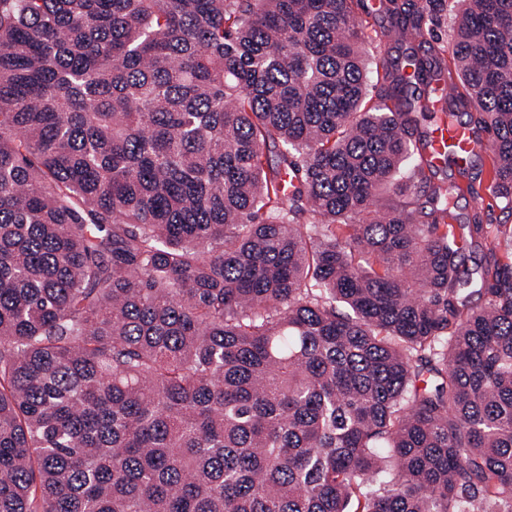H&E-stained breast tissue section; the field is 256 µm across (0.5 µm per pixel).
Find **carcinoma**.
<instances>
[{
	"instance_id": "cac0c4a2",
	"label": "carcinoma",
	"mask_w": 512,
	"mask_h": 512,
	"mask_svg": "<svg viewBox=\"0 0 512 512\" xmlns=\"http://www.w3.org/2000/svg\"><path fill=\"white\" fill-rule=\"evenodd\" d=\"M353 2L0 0V512H512V0ZM370 1L376 4L372 8ZM382 1L386 0H364L361 8H356L358 20L362 22L366 33L367 50L370 55V66L368 73V82L372 86V95L380 88L384 71L382 64L391 62L394 58H401V53L391 49L392 45L381 37V32L386 26V18L382 12ZM426 156L436 165L441 163L448 149L454 151L459 166L467 167L479 154H488L485 138L476 137L466 128L437 126L429 132ZM485 197L486 198L483 201L481 199L473 198L468 194L459 196L456 200L455 208L457 222H467L471 218L473 213L479 211L480 208H483L485 210H491L494 216L497 217L498 221L500 220L502 224H506V227L508 229L510 224L512 225V218L508 219L506 213L502 214V212L496 206L495 202L492 199H490L488 196Z\"/></svg>"
}]
</instances>
